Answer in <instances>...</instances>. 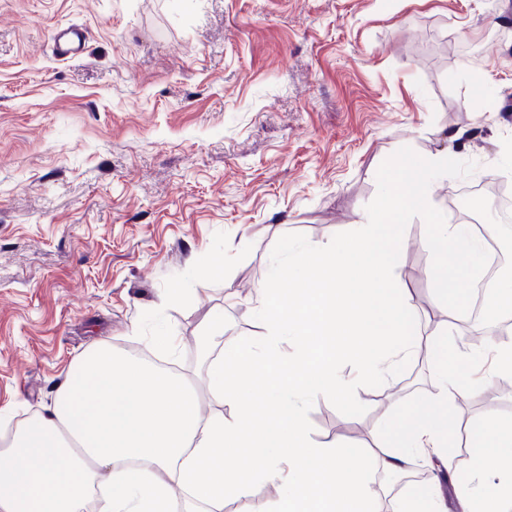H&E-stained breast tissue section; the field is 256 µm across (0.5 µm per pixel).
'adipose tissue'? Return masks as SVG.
Returning a JSON list of instances; mask_svg holds the SVG:
<instances>
[{"label": "adipose tissue", "instance_id": "ef3b65f1", "mask_svg": "<svg viewBox=\"0 0 512 512\" xmlns=\"http://www.w3.org/2000/svg\"><path fill=\"white\" fill-rule=\"evenodd\" d=\"M452 158H406L400 184L384 180L363 222L332 243L274 247L266 283L248 300L264 322L262 344L224 343V320L203 336L212 388L236 410L234 420L204 415L190 380L99 347L60 385L55 405L0 447V512H79L95 482L106 491L99 512H222L258 483H273V512H374L370 475L404 471L411 452L451 467L448 408L468 388L462 371L490 358V381H512V343L483 353L457 352L440 367L441 389L418 419L392 423L376 459L351 458L314 442L307 404L329 394L354 404L361 382H383L419 352L407 340L411 303L395 275L402 226H430L429 271L448 311L466 309L464 285L483 269L484 239L450 223L429 189ZM298 339L290 353L284 336ZM354 367L347 377L342 364ZM487 446L473 449L477 490L455 489L461 512H512V423L487 422Z\"/></svg>", "mask_w": 512, "mask_h": 512}]
</instances>
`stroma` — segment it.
Listing matches in <instances>:
<instances>
[{
	"mask_svg": "<svg viewBox=\"0 0 512 512\" xmlns=\"http://www.w3.org/2000/svg\"><path fill=\"white\" fill-rule=\"evenodd\" d=\"M62 24L87 32L77 58L54 55ZM445 147L442 210L512 166V0H0V437L102 343L177 364L204 412L233 418L197 350L205 323L264 342L246 301L275 243L345 236L401 160ZM403 233L419 340L442 319L434 256L423 218ZM480 375L463 372L451 414L512 420V395L480 402ZM438 391L414 358L355 405L312 401L309 434L364 451Z\"/></svg>",
	"mask_w": 512,
	"mask_h": 512,
	"instance_id": "obj_1",
	"label": "stroma"
}]
</instances>
